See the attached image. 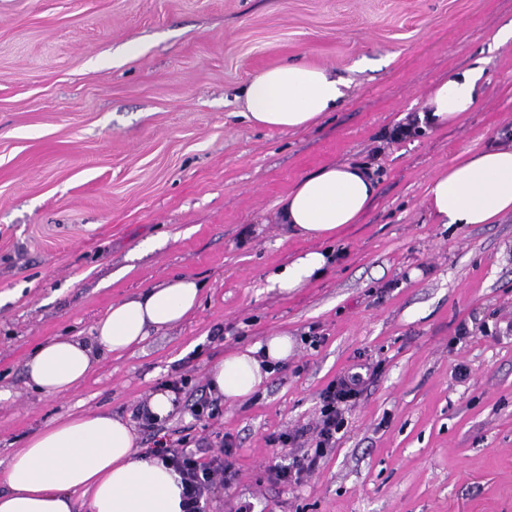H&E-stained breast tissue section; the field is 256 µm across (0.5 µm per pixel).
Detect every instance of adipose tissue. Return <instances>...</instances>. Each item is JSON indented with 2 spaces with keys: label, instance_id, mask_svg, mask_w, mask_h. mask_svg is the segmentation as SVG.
Segmentation results:
<instances>
[{
  "label": "adipose tissue",
  "instance_id": "1",
  "mask_svg": "<svg viewBox=\"0 0 512 512\" xmlns=\"http://www.w3.org/2000/svg\"><path fill=\"white\" fill-rule=\"evenodd\" d=\"M483 77V67L476 65L439 82L419 115L420 126L458 122L477 103ZM344 88L326 68L286 63L255 76L243 97L253 123L296 130L334 110ZM376 190L367 166L329 164L279 201L277 221L306 239L330 238L359 221ZM426 202L439 224H491L512 212V143L454 158L429 181ZM328 263L327 254L312 250L269 281L287 294L322 275ZM201 291L199 282L174 276L112 304L91 341L51 337L26 360L29 386L45 396L74 389L101 354L124 353L150 331L182 323L199 307ZM293 346L292 338L280 333L226 355L208 372L210 392L226 400L251 397L275 365L287 361ZM77 490L87 496L89 512H184L179 474L139 448L130 424L104 411L70 415L35 433L0 469V512H72L71 494Z\"/></svg>",
  "mask_w": 512,
  "mask_h": 512
}]
</instances>
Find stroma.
<instances>
[{
  "label": "stroma",
  "mask_w": 512,
  "mask_h": 512,
  "mask_svg": "<svg viewBox=\"0 0 512 512\" xmlns=\"http://www.w3.org/2000/svg\"><path fill=\"white\" fill-rule=\"evenodd\" d=\"M511 22L512 0H0V463L71 414L135 421L182 376L167 440H233L208 512H512V213L450 227L425 198L512 130V41L492 40ZM480 59L472 112L388 140ZM282 63L333 70L345 97L307 129L251 123L243 88ZM333 163L370 164L374 201L334 239L291 234L279 200ZM310 250L326 274L272 290ZM175 275L203 285L182 324L69 392L27 385L39 344L91 340L112 303ZM277 332L294 350L256 394L191 414L214 363ZM345 371L364 385L335 448L272 483L292 451L270 436L314 426Z\"/></svg>",
  "instance_id": "1"
}]
</instances>
